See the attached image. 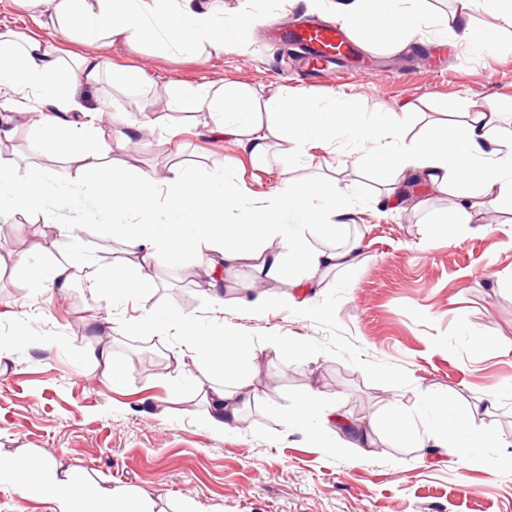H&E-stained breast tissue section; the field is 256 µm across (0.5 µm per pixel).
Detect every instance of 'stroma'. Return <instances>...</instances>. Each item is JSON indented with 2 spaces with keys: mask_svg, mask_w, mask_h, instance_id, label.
<instances>
[{
  "mask_svg": "<svg viewBox=\"0 0 512 512\" xmlns=\"http://www.w3.org/2000/svg\"><path fill=\"white\" fill-rule=\"evenodd\" d=\"M438 25L405 50L360 49L344 77L306 75L292 53L262 49L268 25L284 22L276 0H257L261 24H241L243 49L203 59L173 54L144 40L104 51L101 82L78 95L88 109L109 105L137 113L185 86L240 83L266 92L301 88L341 98L347 109L373 118L388 109L460 112L470 97L504 102V131H512V53L489 57L462 39L453 0H429ZM137 70L144 85L119 88L116 76ZM38 104L23 103L11 116L10 140L0 156L18 172L60 169L62 158L30 145L29 121ZM181 128L177 157L162 153L156 137L134 133L125 149L106 141L113 165L145 162L191 171L221 166L251 183L275 188L282 176L310 180L335 175L352 189L355 222L348 235L363 239L358 265L322 271L311 295L326 315L295 305L287 279L266 281L267 305L250 304L259 278L254 260L224 272V307L199 290L204 262L178 252L143 280L138 295L117 298L92 288L61 291L35 279L33 266L70 254L106 251L110 261L133 257L95 209L62 212L79 222L80 235L59 241L53 257L42 247L57 239L52 224L28 223L0 238L13 264L0 275V455L51 461L80 471L90 489L122 484L157 512H512V236L493 228L458 234L445 217L452 200L432 196L427 211L404 196L403 208L386 206L370 170L355 165L359 151L337 138L335 152L314 151L307 163L288 160L256 172L230 138L206 132V113L188 105L171 113ZM186 309L194 332L224 328L243 352L241 378L250 398L224 432L206 422L207 404L196 394L201 375L175 374L171 350L179 336L155 340L143 325L149 310ZM121 368L107 376L88 356L98 340ZM293 340L292 352L272 345ZM317 391L325 406L367 428L369 445L346 448L351 430L320 432L289 424L298 398ZM420 404L418 421L434 425L432 405L452 401L461 410L496 401L476 427L496 438L480 448L449 451L439 463L427 449L399 442L375 419L396 400Z\"/></svg>",
  "mask_w": 512,
  "mask_h": 512,
  "instance_id": "1",
  "label": "stroma"
}]
</instances>
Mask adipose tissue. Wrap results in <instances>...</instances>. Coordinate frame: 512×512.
Returning a JSON list of instances; mask_svg holds the SVG:
<instances>
[{
    "label": "adipose tissue",
    "instance_id": "obj_1",
    "mask_svg": "<svg viewBox=\"0 0 512 512\" xmlns=\"http://www.w3.org/2000/svg\"><path fill=\"white\" fill-rule=\"evenodd\" d=\"M34 24L55 32L76 33L90 44L109 47L132 45L151 39L172 53L220 55L239 47V20L249 14L252 0H238L232 13H224L210 0H15ZM310 13L329 14L366 48L381 45L400 51L432 24L426 0H301ZM106 70L104 58L89 53L66 60L50 40L10 29H0V120L9 121L19 99L49 104L59 117H35L31 143L36 152L70 158L75 170L35 169L19 176L12 165L0 163V222L14 221L15 204H23L39 222H54L48 209L50 197L80 206L92 199L106 213L128 216L119 234L126 245L139 252L143 266L130 270L89 262L75 253L68 260L52 263L46 275L57 288H67L75 268H85L98 286L132 293L145 277V268L158 266L172 252L190 251L205 258V274L211 282L210 301L223 308L222 282L225 268L247 258L257 259L267 277L284 274V259L292 257L295 287L311 288L323 270L354 264L362 253L359 241L342 248L319 249L308 237H341L355 213L348 189L335 179L301 183L283 178L272 191L258 195L241 180L227 177L220 168L205 175L180 169L160 174L153 168L127 164L112 169L101 179H90L98 164V146L111 136L123 148L128 131L140 129L161 133L171 143L177 131L168 119V107L153 110L147 119L129 113H113L109 127L93 121L74 123L71 112L81 111V88L100 83ZM183 98L197 102L210 115L212 138L234 139L249 152L256 168L307 156L314 146L333 148L337 135H344L372 158L373 170L384 181L387 199L402 196L401 183L413 179L425 193L454 199L451 221L467 228L474 218H489L503 203L512 204V136L502 135V114L495 99H470L457 119L447 113L427 115L429 134L415 132L416 114L403 107L380 115L371 123L357 113L337 107L335 99L317 101L306 92L265 94L245 86H214L205 83L187 87ZM248 210L250 221L233 223L236 211ZM293 215L300 229L288 239L287 255L264 249L263 244L280 237L283 215ZM191 318L173 309L162 317H149L146 329L159 339L180 335L182 345L173 352L176 365L192 361L205 375H232L239 367V345L234 336H198L191 333ZM245 393L207 385L201 394L209 406L208 424L224 431L238 420L235 396ZM436 413L448 422V430L436 438L437 447L466 450L472 437L476 409L453 410L439 404ZM0 480L23 495L53 497L57 512H75L84 490V477L70 466L54 460L40 464L29 459L0 462Z\"/></svg>",
    "mask_w": 512,
    "mask_h": 512
}]
</instances>
